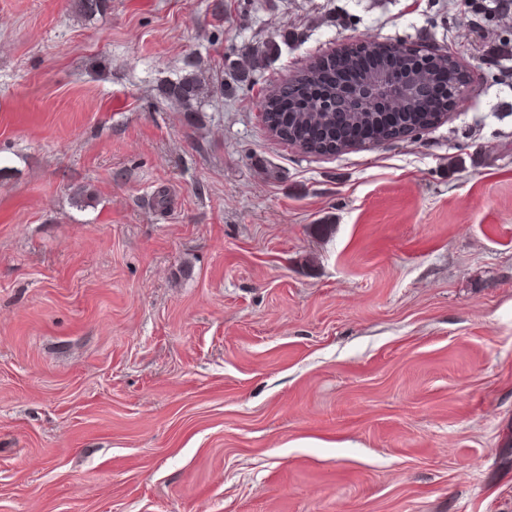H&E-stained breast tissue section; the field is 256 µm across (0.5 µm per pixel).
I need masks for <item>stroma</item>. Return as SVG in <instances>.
<instances>
[{"mask_svg":"<svg viewBox=\"0 0 512 512\" xmlns=\"http://www.w3.org/2000/svg\"><path fill=\"white\" fill-rule=\"evenodd\" d=\"M360 40L467 98L273 138ZM0 164V512H512V0H0ZM308 78L306 82L297 88H285L277 98L270 95L263 103L264 112H276L283 106V101L292 109L293 112H277L282 115L284 124L292 130H309L315 128L321 129L327 139H333L336 132L335 115L319 114L314 115L311 110L316 109L319 94L328 83L326 76L319 68L306 72ZM304 89V90H303ZM289 97V103H288ZM284 103V104H285ZM328 118L322 122L323 119ZM221 91L222 84L219 86L211 85L202 77L201 73H191L175 83H170L164 94L171 103H175L188 111L192 108L193 103H201L205 97ZM272 130V133L284 135L281 139L288 141L289 136L291 137V134L288 130V137H286V131L283 129L277 120L275 118L271 119V121L268 123ZM405 123L401 122L400 125L395 126L393 128H390L389 130H385L379 134H375L372 141H366L365 143H362L364 140L361 139H351L347 138L345 136H342L340 139L336 140V143L332 144H313V141H300L298 143L294 142L292 139H289V142L299 146L303 150H310V149H318L321 151H325L327 153H340L343 152L349 148L352 147H359V146H366V145H376L382 142L387 141H397V140H405L412 138L415 136L416 133L411 132L409 129L405 128Z\"/></svg>","mask_w":512,"mask_h":512,"instance_id":"1","label":"stroma"}]
</instances>
